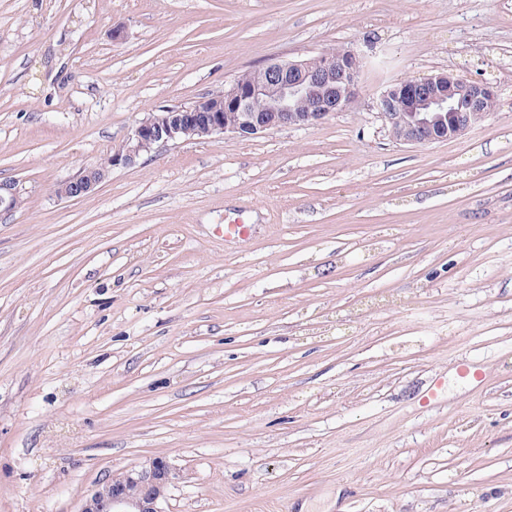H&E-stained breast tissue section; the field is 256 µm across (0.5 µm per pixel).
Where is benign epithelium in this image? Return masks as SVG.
I'll return each instance as SVG.
<instances>
[{
    "instance_id": "1",
    "label": "benign epithelium",
    "mask_w": 512,
    "mask_h": 512,
    "mask_svg": "<svg viewBox=\"0 0 512 512\" xmlns=\"http://www.w3.org/2000/svg\"><path fill=\"white\" fill-rule=\"evenodd\" d=\"M361 62L351 50H322L297 61L271 59L252 70L246 83L192 105L150 112L130 130L106 164L91 166L57 188L62 198L94 191L113 167L135 164L160 144L209 139L216 135L255 137L285 127H305L345 110L358 97ZM497 97L492 84L453 72L423 79L387 82L376 100L378 115L393 141L417 145L464 135L487 118L486 103ZM260 99L266 108L256 111ZM20 197L14 182H0V208L10 211ZM179 473L162 457L126 469L96 488L79 512H164V489Z\"/></svg>"
}]
</instances>
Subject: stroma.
<instances>
[{"instance_id": "obj_1", "label": "stroma", "mask_w": 512, "mask_h": 512, "mask_svg": "<svg viewBox=\"0 0 512 512\" xmlns=\"http://www.w3.org/2000/svg\"><path fill=\"white\" fill-rule=\"evenodd\" d=\"M328 48L346 110L57 197L147 113ZM446 70L496 111L394 142L383 84ZM1 181L0 512L156 456L165 512H512V0H0Z\"/></svg>"}]
</instances>
